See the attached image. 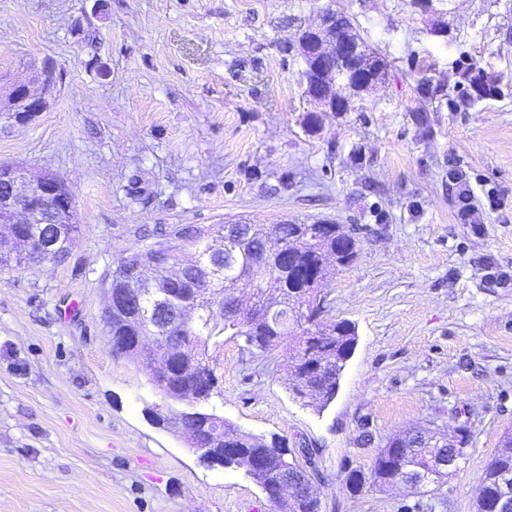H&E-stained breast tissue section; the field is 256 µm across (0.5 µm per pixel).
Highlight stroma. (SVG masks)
<instances>
[{"mask_svg":"<svg viewBox=\"0 0 512 512\" xmlns=\"http://www.w3.org/2000/svg\"><path fill=\"white\" fill-rule=\"evenodd\" d=\"M433 5L0 0V76L48 63L56 78L45 112L0 120V162L56 175L81 226L64 261L0 269V512H280L145 416L161 397L107 346L105 276L147 230L289 220L357 238L325 282L354 354L319 412L225 340L215 412L309 449L322 512H397L409 488L355 493L344 467L369 469L390 435L470 423L448 512H475L512 429V0ZM326 8L388 74L312 133L296 45ZM479 73L497 92L473 101ZM424 79L436 98H419Z\"/></svg>","mask_w":512,"mask_h":512,"instance_id":"obj_1","label":"stroma"}]
</instances>
